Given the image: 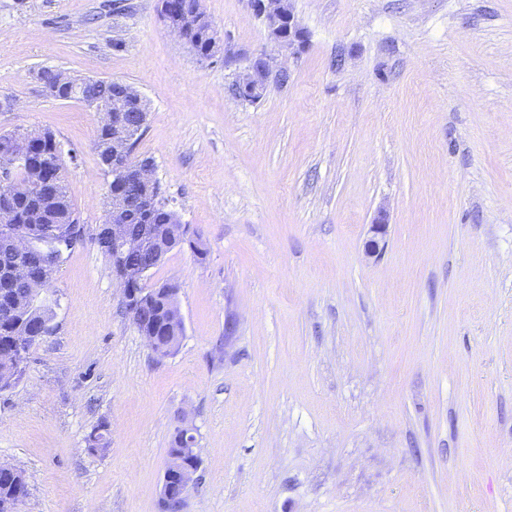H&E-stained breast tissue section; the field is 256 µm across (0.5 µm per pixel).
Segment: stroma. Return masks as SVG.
I'll list each match as a JSON object with an SVG mask.
<instances>
[{"instance_id": "35a3bbf8", "label": "stroma", "mask_w": 512, "mask_h": 512, "mask_svg": "<svg viewBox=\"0 0 512 512\" xmlns=\"http://www.w3.org/2000/svg\"><path fill=\"white\" fill-rule=\"evenodd\" d=\"M290 3L294 55L246 0H201L225 48L205 61L159 0H0V135H53L95 230L99 117L37 73L130 84L149 112L134 154L208 249L144 281L181 285L162 359L92 240L64 253L53 330L0 392L21 512H162L186 424L184 512H512V0ZM262 53L286 80L235 98ZM194 440L196 444V439ZM195 444L193 448L187 447L186 441L180 432L172 437L168 455L171 457L180 456L183 448H185L182 457L188 459L186 462L180 459L173 460L176 458H169L168 460L159 490L164 511H168L167 505L171 501L178 504V512H182L184 509L186 498L195 480L194 476L201 463L199 451L198 448H195ZM196 459H198L197 464L195 463Z\"/></svg>"}]
</instances>
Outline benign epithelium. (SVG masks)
<instances>
[{"label": "benign epithelium", "instance_id": "1", "mask_svg": "<svg viewBox=\"0 0 512 512\" xmlns=\"http://www.w3.org/2000/svg\"><path fill=\"white\" fill-rule=\"evenodd\" d=\"M253 14L258 17L269 39L280 49L295 54L304 43V33L297 24L289 0H247ZM159 18L177 39L187 42L186 34L203 20L201 7L184 0L176 9L170 6V0H160ZM281 72L273 69L271 57L260 54L240 71L234 85L236 97L244 102L260 100L272 79H279ZM101 79H74L62 71H56V86L73 90V100L82 103L87 109L100 115V127L109 130V135L94 143L95 150L105 157L106 172L112 176L109 185L118 183L134 186L141 192L143 209L166 208L169 223L178 224L177 212L167 208L160 198L159 183L154 177L153 163L133 155L134 146L145 130L148 112L142 97L131 85H123L124 94L136 101L138 110L126 120L123 113L114 111V105L105 97L86 92L91 84H99ZM43 136L41 132L17 130L11 134V140L0 148V189L9 196L0 203V246L19 254H27L35 243L34 233H19L11 228L13 214L10 194L21 193L29 197L48 192L54 185V179L33 180L22 183L16 178V170L28 155L31 142ZM110 206L105 223L97 226L91 239L98 241L103 232L112 238V251L117 260L112 262V275L120 292L125 314L138 329L150 349L160 344L157 332L146 327L145 312L141 307V298L145 289L141 288L149 269L134 262L135 257L152 248L161 251L162 234L153 224L139 223V214L133 212L124 194L118 191L108 192ZM15 275L30 280L46 282L49 277L43 275L41 266L31 263L17 267ZM197 448H187L178 460H168L161 482L159 495L162 507L168 503L178 504V512H183L194 476L199 469L196 459Z\"/></svg>", "mask_w": 512, "mask_h": 512}]
</instances>
